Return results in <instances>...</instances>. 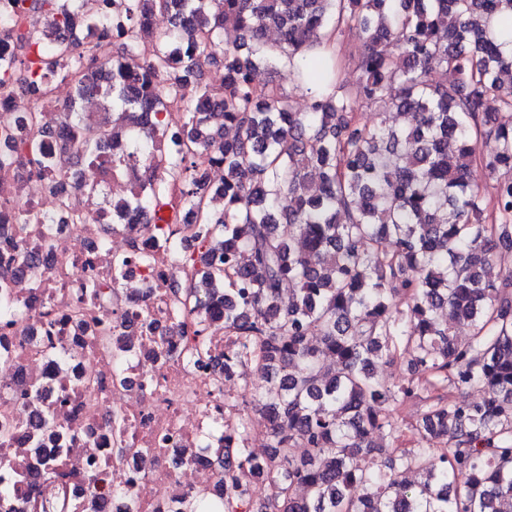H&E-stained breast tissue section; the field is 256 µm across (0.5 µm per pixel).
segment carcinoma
Masks as SVG:
<instances>
[{
	"label": "carcinoma",
	"mask_w": 512,
	"mask_h": 512,
	"mask_svg": "<svg viewBox=\"0 0 512 512\" xmlns=\"http://www.w3.org/2000/svg\"><path fill=\"white\" fill-rule=\"evenodd\" d=\"M32 9L53 26L31 23L36 59H19L0 84L16 78L40 93L69 77L111 116L162 112L154 79L182 101L169 177L206 247L190 302L201 296L224 319L225 375L255 354L263 362L269 386L253 404L272 421L267 456L247 447L240 417L214 449L224 503L192 498L183 512H232L245 498L255 512H512V271L494 272L498 249H512V120L500 119L512 111V53L488 30L512 0H125L112 17L99 0ZM156 10L169 16L163 33L150 25ZM75 18L99 33L90 63L70 38ZM272 25L276 48L265 42ZM110 26L122 35L113 51ZM351 27L364 43L348 90L319 47ZM284 58L310 90L304 112L278 91ZM435 64L453 79L433 80ZM211 65L217 86L201 83ZM491 98L499 111H488ZM362 102L406 126L362 123ZM104 139L71 112L48 136L60 157L87 161ZM204 158L224 165L210 190ZM476 166L495 181L492 217ZM137 204L158 214L166 195ZM285 282L297 285L287 297ZM461 321L473 329L466 343L454 332ZM401 347L412 351L407 381L376 379L374 361ZM432 377L483 398L433 397L414 427L420 448L374 442L397 441L392 412ZM401 469L420 479H400Z\"/></svg>",
	"instance_id": "obj_1"
}]
</instances>
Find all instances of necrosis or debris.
Segmentation results:
<instances>
[{"label": "necrosis or debris", "instance_id": "necrosis-or-debris-1", "mask_svg": "<svg viewBox=\"0 0 512 512\" xmlns=\"http://www.w3.org/2000/svg\"><path fill=\"white\" fill-rule=\"evenodd\" d=\"M29 0H0V54L20 55ZM58 78L47 96L20 83L0 88V512H181L220 477L211 451L223 447L224 408L238 398L219 363L224 323L210 322L204 350L193 349L204 307H185L173 292L191 280L185 255L198 227L179 223L177 236L149 212L130 208L113 219L105 197L122 186L127 199L166 183L171 204L179 184L168 177L166 143L154 118L140 115L150 148L129 155L109 142L104 158L47 180L21 163L23 145L4 136L57 128L65 112L97 115L93 97L75 98ZM79 202L81 221L69 205ZM38 252L34 266L23 257ZM24 275H16V268ZM121 299L104 304L97 284ZM67 428L52 442L38 419ZM67 474L65 489L42 483L48 467Z\"/></svg>", "mask_w": 512, "mask_h": 512}]
</instances>
